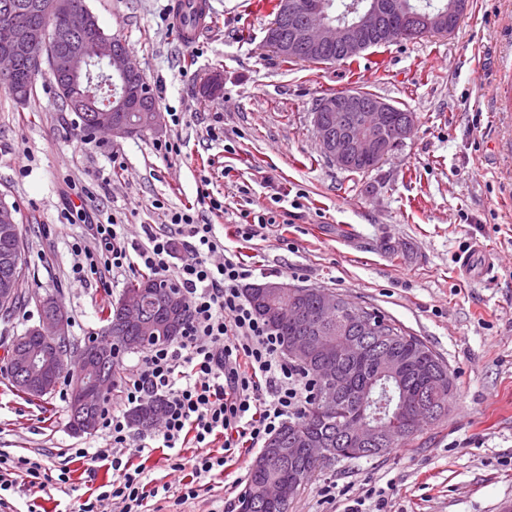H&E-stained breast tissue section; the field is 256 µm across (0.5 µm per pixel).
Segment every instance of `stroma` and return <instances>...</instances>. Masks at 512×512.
<instances>
[{
    "mask_svg": "<svg viewBox=\"0 0 512 512\" xmlns=\"http://www.w3.org/2000/svg\"><path fill=\"white\" fill-rule=\"evenodd\" d=\"M212 25L191 46L172 30L176 0H86L106 33L120 35L164 116L160 132L112 138L80 132L49 75L18 104L0 87V195L16 205L25 243L20 283L28 304L0 321V368L14 336L36 324L35 295H57L84 343L127 288L74 279L71 245L87 223L116 218L128 240L143 225L164 231L171 211L194 206L227 250L259 268L254 283L325 288L372 307L447 363L454 399L447 415L409 445L319 469L288 512H336L326 485L348 498L382 491L385 512H512V0H469L453 35L395 41L367 51L373 75L338 64L283 63L263 45L271 10L255 0H207ZM219 74V94L203 92ZM366 91L413 112L416 128L383 164L353 175L328 161L312 123L316 101ZM178 140L181 151L160 146ZM226 210L198 205L202 178ZM89 189L85 218L65 220ZM287 214L263 237L231 233L241 211ZM288 246H281L280 237ZM479 240L496 254L486 280L456 276V260ZM69 401L31 399L0 371V455L38 451L67 483L16 486L12 512H72L112 479L105 463L76 457L102 448L101 432L73 434ZM158 427L133 430L146 483L165 487L144 512H224L247 482L253 453L193 478L192 448H162ZM150 450L139 453V445ZM181 470H173L174 461ZM196 498L180 500L186 482Z\"/></svg>",
    "mask_w": 512,
    "mask_h": 512,
    "instance_id": "35a3bbf8",
    "label": "stroma"
}]
</instances>
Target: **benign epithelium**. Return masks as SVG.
<instances>
[{
    "label": "benign epithelium",
    "instance_id": "obj_1",
    "mask_svg": "<svg viewBox=\"0 0 512 512\" xmlns=\"http://www.w3.org/2000/svg\"><path fill=\"white\" fill-rule=\"evenodd\" d=\"M40 17V24L17 25L14 14L6 10L0 16L9 31V37L0 47V78L12 79L20 64L28 62L30 71H48L66 96L71 107L79 112H95L102 130L114 138H127L137 132L160 127L163 115L155 102L144 94L145 76L130 62L128 54L117 41L97 31L87 34L92 26L90 11L75 9L70 0H35L30 4ZM467 9V0H452L448 10L421 15L410 10L408 0H353L345 17L334 21L322 10H307L298 0H279L278 19L266 28L264 45L276 55L294 57L315 54L324 49L336 48L346 59H356L372 49L368 36L383 32L387 41H395L407 34L419 35L433 32L452 35L457 19ZM67 15L71 41L63 42L50 31L47 21L52 15ZM288 25V39L276 37L275 29ZM99 85L108 86L111 97L103 104L96 103L90 87L93 78ZM396 106L376 97L365 98L356 92L342 96L320 98L314 108L313 125L323 151L341 169L353 163H363L372 169L382 164L415 130L411 113L402 111L395 118ZM118 112H134L138 121L131 123L116 116ZM18 231L15 208L0 197V233L9 235ZM291 284L265 282L259 285L257 295L275 301L288 295ZM171 311L166 331L171 336L180 335L181 313L189 312L184 300L177 294L162 298ZM141 306L140 297L124 298L118 321L131 319ZM294 320L302 327L301 335L291 338L288 356L314 366L326 381L325 392L329 400H340L347 390L345 377L339 372L335 355L339 350L353 351L359 341L347 336L340 341L333 337L332 327L345 317L353 324L368 326V334H383L379 320L362 306L345 297L326 293L317 309L311 313L293 305ZM70 337V319L58 299L46 305V313L25 335L18 336L10 352L12 363L24 381L27 391L44 394L52 387L58 375L65 370V355L59 344ZM112 337L94 336L89 346L79 350V369L72 385L76 398V427L80 434L95 432L98 416L96 403L105 398L112 386L106 366L112 356ZM381 367L388 375L403 369L405 361L396 354L382 356ZM401 411L412 425L427 416V406L413 393L400 397ZM338 435L360 449L372 446L403 444L402 437L388 435L374 419L366 416L357 423L351 417L336 418Z\"/></svg>",
    "mask_w": 512,
    "mask_h": 512
}]
</instances>
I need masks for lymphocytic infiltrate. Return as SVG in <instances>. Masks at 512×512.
Returning <instances> with one entry per match:
<instances>
[{
  "label": "lymphocytic infiltrate",
  "mask_w": 512,
  "mask_h": 512,
  "mask_svg": "<svg viewBox=\"0 0 512 512\" xmlns=\"http://www.w3.org/2000/svg\"><path fill=\"white\" fill-rule=\"evenodd\" d=\"M90 230V242L72 246L76 278L104 282L142 272L169 277L191 309L185 334L146 348L124 382L126 404L165 400L162 447L191 443L201 448L193 465L199 476L225 468L237 449L264 446L288 420L302 415L314 385L285 358L280 337L254 315L242 291L253 268L227 251L214 225L198 223L190 210H177L170 214L168 233L143 225L145 240L134 246L114 218ZM177 243L183 253L172 266L168 259ZM99 423L108 447L83 448L79 455L109 462L112 479L93 501L80 503L77 512H108L116 500L122 502V512H141L150 495L144 470L121 455L129 445L131 425L125 413L108 405ZM217 437L224 440L220 456L207 452Z\"/></svg>",
  "instance_id": "1"
}]
</instances>
